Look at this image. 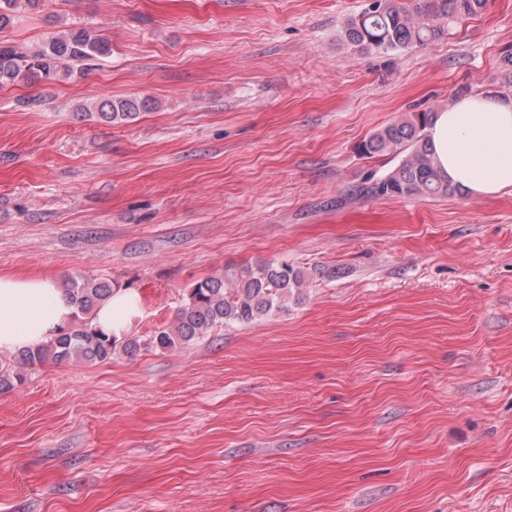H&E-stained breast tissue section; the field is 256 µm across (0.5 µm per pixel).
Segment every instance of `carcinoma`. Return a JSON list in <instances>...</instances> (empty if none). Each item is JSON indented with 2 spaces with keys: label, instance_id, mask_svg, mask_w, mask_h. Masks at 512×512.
<instances>
[{
  "label": "carcinoma",
  "instance_id": "carcinoma-1",
  "mask_svg": "<svg viewBox=\"0 0 512 512\" xmlns=\"http://www.w3.org/2000/svg\"><path fill=\"white\" fill-rule=\"evenodd\" d=\"M40 0H0V29L10 26L20 9L36 10ZM487 0H372L343 24L342 39L362 52H399L442 38L449 27L475 16ZM112 54V47L96 31L69 28L48 38L38 48L20 52L0 44V86L70 76L77 67ZM151 106L143 98L104 97L93 111L79 118H95L118 124L137 118ZM433 113L414 112L376 130L361 144L365 155L390 154L394 166L372 173L359 193L372 198L393 196H448L458 191L445 180L429 147L427 128ZM304 272L284 262L226 267L197 282L188 290L183 306L170 327L145 338H128L123 352L133 355L141 348L187 347L226 323H250L273 309L282 308L292 289L304 284ZM63 290L73 307L67 325L47 341L0 359V392L21 385L25 370L48 360L56 363H96L112 359L117 339L94 324L96 310L114 293L112 282L90 276L68 278Z\"/></svg>",
  "mask_w": 512,
  "mask_h": 512
}]
</instances>
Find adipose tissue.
<instances>
[{"label": "adipose tissue", "instance_id": "ef3b65f1", "mask_svg": "<svg viewBox=\"0 0 512 512\" xmlns=\"http://www.w3.org/2000/svg\"><path fill=\"white\" fill-rule=\"evenodd\" d=\"M429 146L442 175L468 196L486 198L512 190V99L466 96L435 114ZM122 291L96 312V324L120 334L136 308ZM72 307L56 282L45 277L0 275V351L23 350L67 324Z\"/></svg>", "mask_w": 512, "mask_h": 512}]
</instances>
